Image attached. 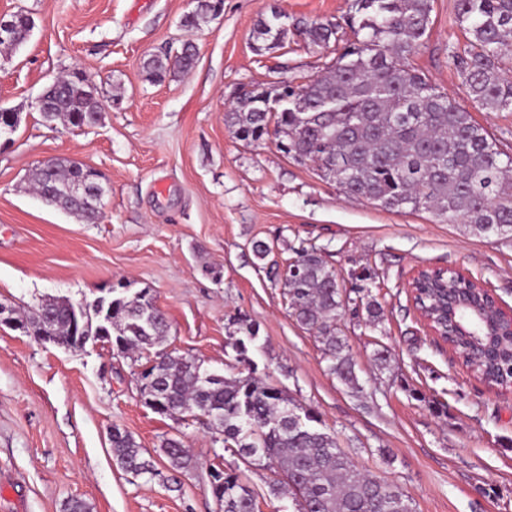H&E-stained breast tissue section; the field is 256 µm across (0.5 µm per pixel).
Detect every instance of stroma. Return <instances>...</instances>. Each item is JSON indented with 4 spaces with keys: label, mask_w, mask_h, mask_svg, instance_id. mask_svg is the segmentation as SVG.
<instances>
[{
    "label": "stroma",
    "mask_w": 512,
    "mask_h": 512,
    "mask_svg": "<svg viewBox=\"0 0 512 512\" xmlns=\"http://www.w3.org/2000/svg\"><path fill=\"white\" fill-rule=\"evenodd\" d=\"M351 0H224L206 26L188 31L196 0H0V17L34 21L18 48L0 46V108L19 122L0 147V302L31 311L41 299L77 302L113 282L150 288L166 314L164 348L228 373L233 344L259 328L248 355L258 375L316 412L362 472L397 486L413 512H512V388L491 387L430 336L408 296L414 268L460 269L512 311V242L480 238L427 211L386 210L285 156L271 139H238L224 122L241 87L321 73L334 48L289 34L256 51V24L277 8L291 21L343 20ZM194 39L193 68L160 78L149 55ZM456 0H433L418 70L469 108L512 155V112L473 106L448 61L464 42ZM80 73L102 105L82 131L44 122L37 99L55 77ZM66 158L95 169L104 213L78 221L37 198L38 163ZM265 241L278 261L300 242L324 247L341 283L368 267L364 290L383 308L375 327L336 322L356 362L355 393L328 371L315 336L293 317L280 282L251 249ZM385 347L390 367L372 354ZM146 354L114 355L98 342L70 352L0 326V512H218L213 466L239 470L261 512H297L275 497L280 473L249 465L212 440L202 420L177 422L145 407ZM132 433L158 466L168 438L191 457L182 487L135 480L112 456L110 431Z\"/></svg>",
    "instance_id": "obj_1"
}]
</instances>
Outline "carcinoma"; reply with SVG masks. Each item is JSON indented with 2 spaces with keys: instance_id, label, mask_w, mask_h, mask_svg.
<instances>
[{
  "instance_id": "obj_1",
  "label": "carcinoma",
  "mask_w": 512,
  "mask_h": 512,
  "mask_svg": "<svg viewBox=\"0 0 512 512\" xmlns=\"http://www.w3.org/2000/svg\"><path fill=\"white\" fill-rule=\"evenodd\" d=\"M457 19L468 33L462 46L448 47V61L456 69L472 101L490 112H512V81L502 77L505 51L512 48V0H457ZM432 0H353L344 23L330 20L288 24V14L273 10L256 28L269 49L282 42L288 27L311 44L341 49L322 72L304 81H288V99L269 112L271 92L255 88L239 96L225 122L243 141L257 142L274 125L280 150L316 170L336 171V186L348 196L364 197L389 210H425L441 223L465 226L476 237L512 240V156L473 120L471 112L439 90L414 66L430 25ZM215 15L213 0H198L184 20L199 29ZM11 46L26 42L32 30L22 11L11 17ZM356 40L344 41V27ZM42 117L72 126L93 125L100 113L97 98L80 77L62 76L42 92ZM87 171L76 162L60 160L51 178L36 168L31 184L52 194L55 204L73 216L89 220L93 212L76 201L73 182ZM295 265H270L288 297L296 320L313 332L329 361L331 375L359 392L362 386L347 341L336 332V320L349 309L366 312V322L382 320L381 306L369 301L349 307L352 298L342 291L324 248L300 243L293 250ZM448 293H483L474 284L448 273ZM68 299L45 298L33 315L20 320L36 327L44 311L52 315V334L60 346L81 350L73 340V307ZM88 336H102L119 353H134L160 345L168 333L165 314L149 288L116 290L104 312L82 316ZM258 330L246 328V340L235 343L237 361L246 375L230 376L202 368L194 359L158 351L149 370L151 384L140 387L143 403L153 401L162 415L185 418L205 415L211 420L214 442L246 461L266 462L282 472L285 485L298 502V512H411L395 487L357 471L336 437L317 427L319 418L280 388L257 376L247 344ZM457 353L488 383L512 378V336L483 337L477 349L464 335L455 337ZM162 452L169 480L190 468L179 438L164 440ZM112 453L120 467L135 477L152 479L158 470L144 456L133 435L112 427ZM211 493L222 512H255L256 497L240 474L212 468Z\"/></svg>"
}]
</instances>
